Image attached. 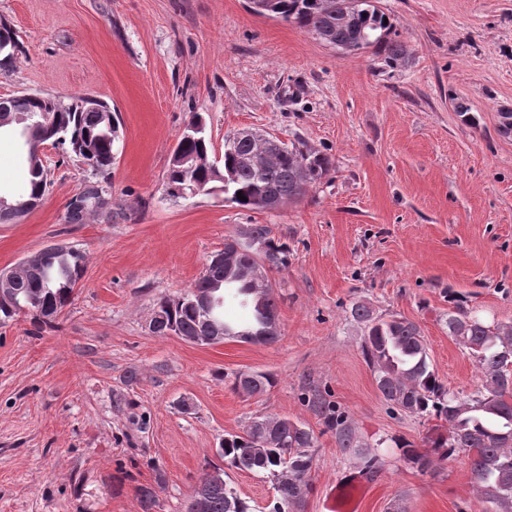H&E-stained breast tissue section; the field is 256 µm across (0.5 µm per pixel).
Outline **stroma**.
Listing matches in <instances>:
<instances>
[{
    "instance_id": "stroma-1",
    "label": "stroma",
    "mask_w": 512,
    "mask_h": 512,
    "mask_svg": "<svg viewBox=\"0 0 512 512\" xmlns=\"http://www.w3.org/2000/svg\"><path fill=\"white\" fill-rule=\"evenodd\" d=\"M405 57L342 53L247 0H0L20 48L0 67V97L51 92L100 98L119 114L115 161L100 178L111 215L65 221L91 174L47 148L52 187L21 220L0 224V268L54 243L83 251L73 299L46 326L22 311L0 321V512H186L225 435L286 417L318 441L299 512L362 476L359 512H481L466 456L420 470L403 446L434 456L444 420L391 407L362 352L350 309L416 323L438 379L455 394L480 385L448 334L462 305L512 322V0H376ZM463 100L480 123L454 109ZM201 116L214 156L249 129L331 157L297 203L247 210L221 191L172 198L173 147ZM25 153L0 134V195L23 189ZM265 224L288 247L268 279L279 336L207 346L158 336L161 297L190 289L241 226ZM269 374L260 396L237 372ZM345 412L359 451H344L310 401ZM379 454L365 471L360 455ZM253 512L275 491L262 473L229 471Z\"/></svg>"
}]
</instances>
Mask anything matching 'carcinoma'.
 <instances>
[{
  "mask_svg": "<svg viewBox=\"0 0 512 512\" xmlns=\"http://www.w3.org/2000/svg\"><path fill=\"white\" fill-rule=\"evenodd\" d=\"M323 0H263L260 15L290 22L315 34L327 32L335 45L346 51L374 48L392 65L404 55L402 46L391 38L392 23H384L386 13L373 0H333L336 10L322 8ZM347 12L357 14V22L343 24ZM86 96L69 97L72 110L52 112L44 119L30 94L11 96L4 101L9 110L27 117L23 123L27 147L28 177L23 194L12 201L16 208L0 212V223L15 221L37 207L49 192L51 180L31 160L40 146L51 144L79 158L93 174L108 171L115 160L114 143L118 140L119 120L108 128L104 113L82 106ZM177 146L185 154L210 155V142L205 131L187 129ZM257 148L246 135H233L224 140L222 171L226 181L216 172L201 166L192 177L206 189L220 188L224 199L248 210L259 209V201L267 199L279 204L302 199L310 186L319 182L333 167L330 157L288 145L278 139L265 147L268 159L261 168L242 162ZM186 185L180 166L168 167L164 183L168 196L178 198L177 190ZM245 199H240L237 192ZM86 208L66 206V222L82 224L86 217L98 213L105 204L108 191L97 180L86 181L81 192ZM253 234L265 244L258 253L240 252L234 260L237 268H248L265 260L279 270L288 266V247L271 237L266 224L253 225ZM47 261L37 271L14 280L11 284L12 309L0 308V317L10 318L27 309L44 325H51L58 313L70 303L75 285L81 278L84 255L73 247H49ZM213 289L218 299L211 318L224 324V335H260L269 315L278 312L270 283H250L233 270H214L201 275L194 285L177 298H164L158 305L159 319L151 331L158 336L173 333L181 337L198 335L205 326V316L194 304L193 293ZM232 297L249 309L243 324L224 317L226 298ZM351 317L362 325L361 351L366 363L376 374L377 387L383 398L411 413L435 416L448 422V434L434 440L436 460L416 450H403L404 459L425 470L435 463L454 459L460 454L470 461L471 482L484 512H512V323L487 324L469 310L456 305L448 311V336L469 351L480 373L481 387L470 394L455 395L440 382L431 368L426 344L419 327L403 318L384 319L374 315L366 305L351 307ZM248 385L251 392L264 393L273 380L262 373L240 372L232 388ZM326 429L335 432L340 447L354 446L353 428L343 413L321 405ZM314 431L287 418L273 421L259 417L242 435L224 437L217 453L224 458L225 468L247 472H264L272 478L276 497L270 505L273 512H292L304 501L310 490L314 467L311 449L316 447ZM224 468L214 466L204 474L200 484L207 495L208 512H252L248 501L228 483ZM143 512H152L156 495L152 487L136 488Z\"/></svg>",
  "mask_w": 512,
  "mask_h": 512,
  "instance_id": "obj_1",
  "label": "carcinoma"
}]
</instances>
